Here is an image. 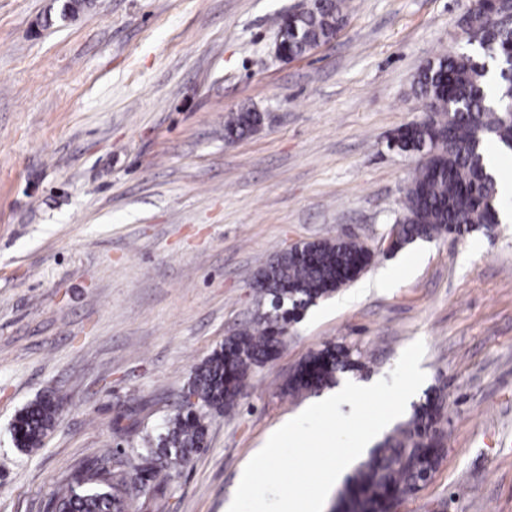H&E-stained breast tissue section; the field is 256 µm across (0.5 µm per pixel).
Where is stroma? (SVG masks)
Listing matches in <instances>:
<instances>
[{"instance_id":"obj_1","label":"stroma","mask_w":512,"mask_h":512,"mask_svg":"<svg viewBox=\"0 0 512 512\" xmlns=\"http://www.w3.org/2000/svg\"><path fill=\"white\" fill-rule=\"evenodd\" d=\"M304 0H0V512H50L61 479L122 446L138 466L194 369L269 307L256 273L304 241L351 237L360 276L288 325L207 446L167 471V512H224L266 437L316 400L281 385L343 344L387 377L423 340L446 454L400 512H512V224L387 254L419 157L389 148L426 117L411 89L466 47L472 0H347L330 41L276 57ZM258 129L224 136L230 113ZM50 393L41 448L12 437ZM58 404L51 394L43 395L24 406L12 423V437L17 448L31 451L40 448L58 419Z\"/></svg>"}]
</instances>
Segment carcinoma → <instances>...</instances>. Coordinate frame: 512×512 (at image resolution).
I'll use <instances>...</instances> for the list:
<instances>
[{"label": "carcinoma", "mask_w": 512, "mask_h": 512, "mask_svg": "<svg viewBox=\"0 0 512 512\" xmlns=\"http://www.w3.org/2000/svg\"><path fill=\"white\" fill-rule=\"evenodd\" d=\"M298 15L288 30V51L303 56L340 29L344 0H326ZM496 18L497 11L491 8H475L466 33L472 50L438 54L414 79V92L424 100L430 122L399 130L405 150L421 154L406 189L403 216L396 220L403 227L400 248L416 239L463 236L500 223L498 185L487 171L485 149L495 142L512 151V34L500 28ZM259 120L254 110L236 112L224 130L243 137ZM372 258L371 251L352 238H326L305 243L300 252H280L260 271L261 291L270 309L256 325L226 337L224 345L196 367L184 405L164 421L157 446L148 449L136 474L146 494L140 512H159L166 502L167 483L159 480L160 471L205 446L202 411H232L254 368L277 354L288 323L355 280ZM364 368L360 355L329 345L297 365L284 392H315L336 383L339 373ZM442 410L441 394L429 391L397 435L372 449L347 479L344 507L350 512H390L395 500L414 494L423 476L435 472L445 455L444 442L435 437ZM58 412L51 394L24 406L12 423L16 447H41ZM64 484L51 502L52 512H127L129 472L118 448L73 471Z\"/></svg>", "instance_id": "1"}]
</instances>
